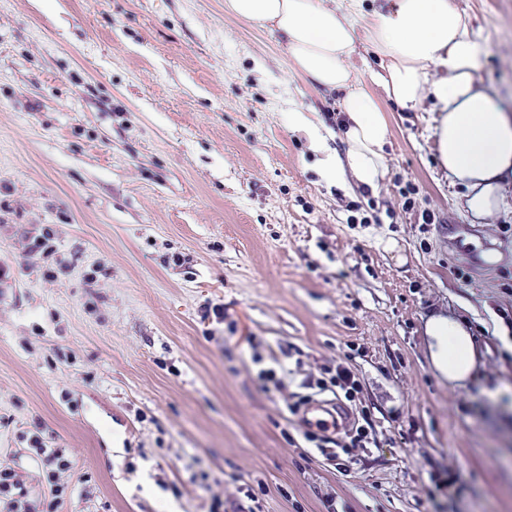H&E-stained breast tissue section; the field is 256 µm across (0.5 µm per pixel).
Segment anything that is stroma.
<instances>
[{"instance_id": "obj_1", "label": "stroma", "mask_w": 512, "mask_h": 512, "mask_svg": "<svg viewBox=\"0 0 512 512\" xmlns=\"http://www.w3.org/2000/svg\"><path fill=\"white\" fill-rule=\"evenodd\" d=\"M512 113V0H450ZM343 94L224 0H0V466L57 512H512V212L472 224L431 102L383 109L376 190L327 183ZM483 336L450 389L431 309ZM293 368L265 389L260 368ZM350 365L375 443L345 472L289 403Z\"/></svg>"}]
</instances>
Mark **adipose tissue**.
Masks as SVG:
<instances>
[{"instance_id": "adipose-tissue-1", "label": "adipose tissue", "mask_w": 512, "mask_h": 512, "mask_svg": "<svg viewBox=\"0 0 512 512\" xmlns=\"http://www.w3.org/2000/svg\"><path fill=\"white\" fill-rule=\"evenodd\" d=\"M227 13L267 28L284 41L294 73L312 88L342 90L344 153H326L324 179L376 189L387 164L390 126L381 99L416 110L434 102L438 162L462 187L459 208L487 224L512 208V114L479 85L487 47L449 0H386L369 11L364 0H224ZM371 51L378 68L370 85L355 60ZM424 334L435 374L449 388H467L481 374V342L462 317L431 310Z\"/></svg>"}]
</instances>
